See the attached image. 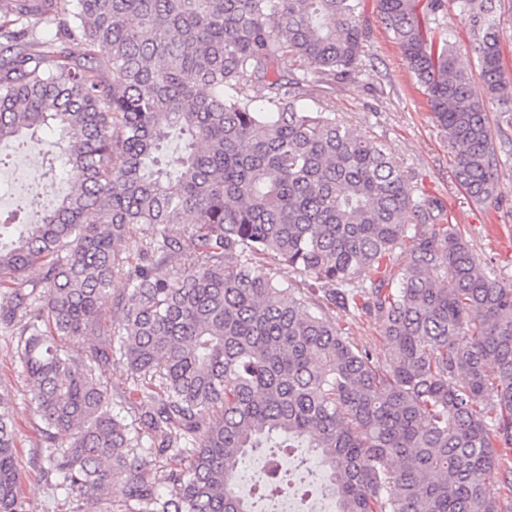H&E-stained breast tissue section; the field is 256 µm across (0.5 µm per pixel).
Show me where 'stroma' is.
<instances>
[{
    "instance_id": "obj_1",
    "label": "stroma",
    "mask_w": 512,
    "mask_h": 512,
    "mask_svg": "<svg viewBox=\"0 0 512 512\" xmlns=\"http://www.w3.org/2000/svg\"><path fill=\"white\" fill-rule=\"evenodd\" d=\"M362 20L369 32L363 68L356 79L328 90L326 101L351 131L379 140L411 177L413 196L435 198L442 203L450 223L464 228L474 249L489 269L512 281V114L487 104L492 125L505 127L508 138L498 145L499 199L482 204L471 199L452 174L453 157L439 127L433 122L427 100L402 56L401 49L381 23L377 0H363ZM56 132L40 129L25 143L0 142V170L11 173L21 155L35 153L39 163L24 174L26 183L46 197L63 195L72 175L58 155L48 148ZM0 386L11 391L13 413L21 441L19 460L23 464L22 487L28 512H54L52 499L43 490L28 464L30 448L36 439L35 416L21 376V365L14 347L0 335Z\"/></svg>"
}]
</instances>
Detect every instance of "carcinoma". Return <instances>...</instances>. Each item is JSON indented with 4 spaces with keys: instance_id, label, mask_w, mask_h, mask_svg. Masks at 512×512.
Instances as JSON below:
<instances>
[{
    "instance_id": "1",
    "label": "carcinoma",
    "mask_w": 512,
    "mask_h": 512,
    "mask_svg": "<svg viewBox=\"0 0 512 512\" xmlns=\"http://www.w3.org/2000/svg\"><path fill=\"white\" fill-rule=\"evenodd\" d=\"M445 4L378 11L456 182L491 202L505 132L485 102L512 112L501 3L452 0L476 77L454 32L434 35ZM361 11L6 0L0 142L52 128L76 180L19 237L0 224V334L37 418L29 464L63 512H253L235 485L255 448L316 452L337 512H512V282L440 202L413 199L381 143L321 106L360 73ZM132 237L133 260L116 250ZM330 305L378 323L385 352L324 318ZM114 372L136 386L130 417ZM17 442L3 389L0 512H26ZM168 457L180 464L157 470ZM451 4H448V11L440 15L439 22L444 29L454 30L458 35V63L461 67L472 71L473 75L478 76L477 59L471 52L469 46V33L462 26L459 19L455 16Z\"/></svg>"
}]
</instances>
